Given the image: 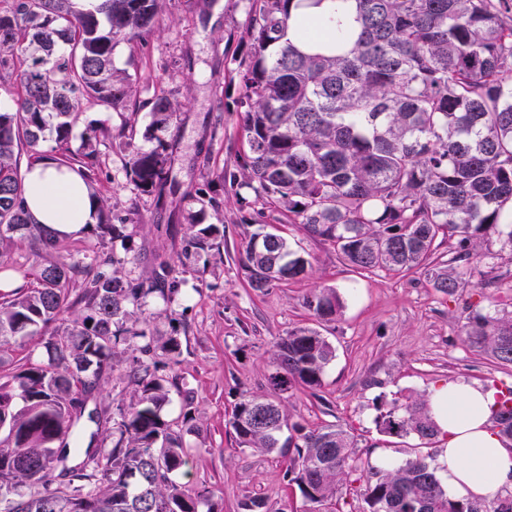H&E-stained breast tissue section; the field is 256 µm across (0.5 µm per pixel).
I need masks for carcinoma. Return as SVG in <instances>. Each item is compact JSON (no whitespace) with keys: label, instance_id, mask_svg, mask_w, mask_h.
Here are the masks:
<instances>
[{"label":"carcinoma","instance_id":"obj_1","mask_svg":"<svg viewBox=\"0 0 512 512\" xmlns=\"http://www.w3.org/2000/svg\"><path fill=\"white\" fill-rule=\"evenodd\" d=\"M249 2L253 55L239 72L244 184L360 272L421 271L450 296L463 274L486 277L491 237L512 251V0H354L358 28L330 52L289 37L294 0ZM159 8L160 0H102L94 11L78 0H7L0 9V88L20 100L17 111L0 112L1 251L20 231L35 248H58L60 237L29 219L26 173L49 159L93 185L97 130L88 129L79 158L68 147L70 118L88 104L126 109L131 86L114 69L113 49L120 40L143 41ZM177 110L155 98L152 125L165 126ZM128 164L134 185L148 192L164 179L167 157L133 148ZM216 234L209 225L191 246L211 250ZM441 236L455 240L446 264L433 259ZM242 266L249 287L262 292L306 276L309 262L262 226ZM177 287L168 266L146 285L117 276L112 255L96 250L45 265L0 298L1 353L74 307L83 312L49 334L47 364L30 363L0 383V491L15 490L0 512H213L208 496L188 495L175 480L186 448L159 415L167 393L145 363L134 372L141 395L115 422L117 441L106 448L94 433L81 465H68L69 438L84 415L76 409L112 367L113 349L130 340L142 354L154 349L147 327L127 326L133 311L149 293ZM305 306L331 321L343 302L324 289ZM461 332L496 364L512 365V315L473 312ZM274 356V389L313 393L336 349L317 329L297 327ZM499 395L493 427L512 442V406ZM257 411L271 429L255 424ZM376 423L382 434L419 440L386 472L354 462L350 428L291 424L275 401L245 395L229 421L240 448L288 449L285 478L314 512H334L359 471L375 473L361 489L359 512H419L422 503L425 512H512V491L486 501L448 496L429 462L441 431L424 397L392 400Z\"/></svg>","mask_w":512,"mask_h":512}]
</instances>
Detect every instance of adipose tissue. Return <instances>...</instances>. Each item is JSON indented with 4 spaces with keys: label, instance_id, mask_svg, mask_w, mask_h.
Wrapping results in <instances>:
<instances>
[{
    "label": "adipose tissue",
    "instance_id": "adipose-tissue-1",
    "mask_svg": "<svg viewBox=\"0 0 512 512\" xmlns=\"http://www.w3.org/2000/svg\"><path fill=\"white\" fill-rule=\"evenodd\" d=\"M291 12L296 18L310 16L322 22V31L310 40L314 46L328 44L336 30L357 27L352 0H321L317 5L299 0ZM25 188L27 209L34 221L59 235H79L94 221L96 201L71 169L51 161L38 163L28 171ZM428 399L445 443L437 470L449 495L486 500L501 487H512V446L491 427V391L456 379L436 387Z\"/></svg>",
    "mask_w": 512,
    "mask_h": 512
}]
</instances>
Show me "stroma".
<instances>
[{
  "label": "stroma",
  "instance_id": "obj_1",
  "mask_svg": "<svg viewBox=\"0 0 512 512\" xmlns=\"http://www.w3.org/2000/svg\"><path fill=\"white\" fill-rule=\"evenodd\" d=\"M248 8V0H163L157 28L144 43L116 44L114 65L133 89L127 108L79 113L69 146L84 153L86 130L98 128L94 191L119 235L101 236L93 223L49 253L15 240L0 260L11 269L33 270L101 249L112 254L122 275L144 283L159 264L172 267L177 292L148 294L144 314L156 342L150 361L168 393L160 417L189 425L182 433L189 457L180 482L192 495L209 491L214 512H244L254 498L263 499V512H309L284 480L287 457L238 447L229 425L242 396H272L275 344L295 327L310 326L336 349L320 391L281 395L289 421L352 428L360 461L376 464L383 452L405 461L415 439L378 432L381 400L425 395L460 378L489 388L512 385V366L493 363L461 336L471 312H512V256L491 243L496 257L490 280L465 278L449 296L420 272L359 274L328 242L291 224L288 242L310 261L307 276L263 293L249 288L241 263L245 244L258 225L278 226L281 215L232 180L249 152L235 74L252 52ZM158 95L180 105L162 129L152 125ZM130 143L168 158L165 178L152 191L137 190L127 175ZM211 224L219 230L218 248H188L192 233ZM322 289L336 290L343 300L335 321H316L303 304ZM171 336L180 344L174 360L162 349ZM139 356L129 344L116 346L111 371L87 402L98 419L118 418L140 395L131 376Z\"/></svg>",
  "mask_w": 512,
  "mask_h": 512
}]
</instances>
